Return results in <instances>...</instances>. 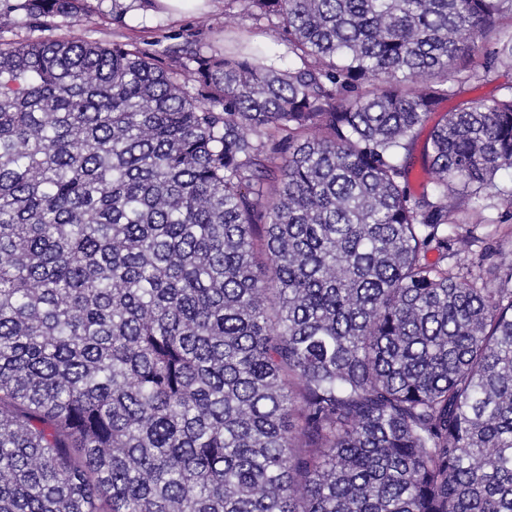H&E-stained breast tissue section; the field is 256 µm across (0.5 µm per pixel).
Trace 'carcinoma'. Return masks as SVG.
Segmentation results:
<instances>
[{
	"instance_id": "obj_1",
	"label": "carcinoma",
	"mask_w": 512,
	"mask_h": 512,
	"mask_svg": "<svg viewBox=\"0 0 512 512\" xmlns=\"http://www.w3.org/2000/svg\"><path fill=\"white\" fill-rule=\"evenodd\" d=\"M230 2L295 64L0 41V512H512V0ZM510 86H512V69L508 67H501L492 78V81L471 92L468 96L471 98L499 97L501 94L506 92L507 87ZM454 104L455 103L453 101H450L449 104H448V101L443 102L440 105V107L438 108L437 112H435L434 114L431 115L429 121L426 123V125L420 131L418 143H417V151L415 153V159H414V161H415V165H414L415 178L412 179V183H411V185H412L411 187L414 191L419 190L420 178L423 176V172H422V169L420 166V161H419V150L421 149L424 142L426 141L431 127L438 120L441 119V117L445 114V112L448 111V106L452 107V106H454ZM487 203H491L492 206L482 211L481 224H457L448 227V235L452 237L479 236L491 244V255L485 261L481 272L491 265L497 266L501 263L508 265L510 259L512 260V212L502 206L494 205L496 201L492 199Z\"/></svg>"
}]
</instances>
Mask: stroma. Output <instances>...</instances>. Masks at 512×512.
Masks as SVG:
<instances>
[{
	"label": "stroma",
	"instance_id": "1",
	"mask_svg": "<svg viewBox=\"0 0 512 512\" xmlns=\"http://www.w3.org/2000/svg\"><path fill=\"white\" fill-rule=\"evenodd\" d=\"M90 19L72 22L57 18L35 28L19 23L0 34V39L21 42L35 37L78 36L102 43H129L153 52L169 50L172 56H182L198 45L218 50L243 52L259 47L280 65L291 59L284 44L274 42L252 20L244 19L232 25L224 23L225 0H211L207 10L180 19H171L157 0H132L125 14H117L114 0H85ZM450 236L486 239L491 246L489 264L512 262V212L502 206L485 208L477 224H458L448 230Z\"/></svg>",
	"mask_w": 512,
	"mask_h": 512
}]
</instances>
